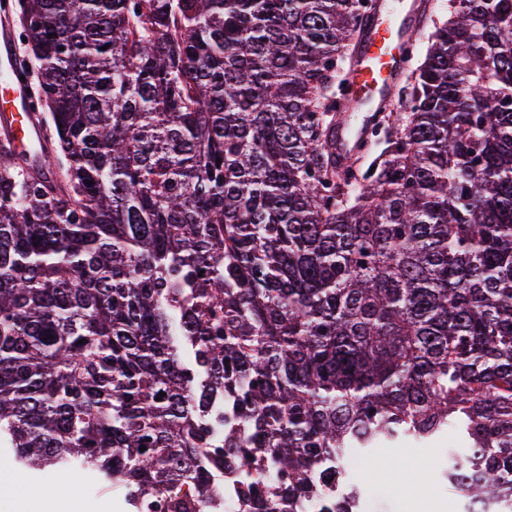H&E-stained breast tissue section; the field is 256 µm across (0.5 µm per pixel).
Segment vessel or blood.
Listing matches in <instances>:
<instances>
[{"label":"vessel or blood","instance_id":"b4317fda","mask_svg":"<svg viewBox=\"0 0 512 512\" xmlns=\"http://www.w3.org/2000/svg\"><path fill=\"white\" fill-rule=\"evenodd\" d=\"M425 17L424 0H376L358 35L359 44L348 68V92L332 140L337 165L352 164L356 144L367 135L377 113L392 110L396 85L409 66L406 49L414 44ZM12 50L11 30L2 27L0 99L6 106L0 110V124L14 131L16 141L36 145L43 141L44 132L26 120L28 92L14 75Z\"/></svg>","mask_w":512,"mask_h":512}]
</instances>
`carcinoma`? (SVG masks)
<instances>
[{"mask_svg":"<svg viewBox=\"0 0 512 512\" xmlns=\"http://www.w3.org/2000/svg\"><path fill=\"white\" fill-rule=\"evenodd\" d=\"M368 2L17 0L54 143L0 138L22 473L361 512L350 461L452 430L450 487L512 512V0H452L373 171L330 150Z\"/></svg>","mask_w":512,"mask_h":512,"instance_id":"1","label":"carcinoma"}]
</instances>
